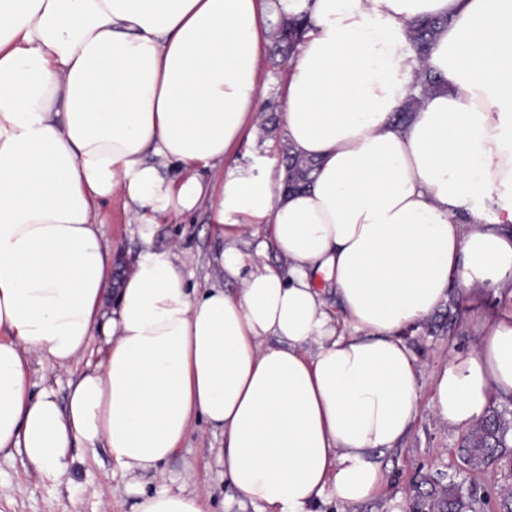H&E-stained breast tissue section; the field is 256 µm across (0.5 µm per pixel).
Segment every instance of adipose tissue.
Returning a JSON list of instances; mask_svg holds the SVG:
<instances>
[{
    "label": "adipose tissue",
    "instance_id": "ef3b65f1",
    "mask_svg": "<svg viewBox=\"0 0 512 512\" xmlns=\"http://www.w3.org/2000/svg\"><path fill=\"white\" fill-rule=\"evenodd\" d=\"M304 11L281 103L319 162L311 187L251 168L205 183L259 110L274 23ZM423 15L449 18L426 61L442 82L398 127ZM117 189L143 241L118 286L98 220ZM204 205L223 247L198 295L152 237ZM246 230L283 267L246 270ZM455 285L512 287V0H0V451L55 478L72 449L104 447L157 475L201 418L256 512L361 503L420 397L403 334ZM98 336L67 405L32 393V356L66 367ZM510 394L512 318L487 314L433 408L470 430ZM134 512L206 510L164 484Z\"/></svg>",
    "mask_w": 512,
    "mask_h": 512
}]
</instances>
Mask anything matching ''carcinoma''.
Masks as SVG:
<instances>
[{
  "label": "carcinoma",
  "instance_id": "1",
  "mask_svg": "<svg viewBox=\"0 0 512 512\" xmlns=\"http://www.w3.org/2000/svg\"><path fill=\"white\" fill-rule=\"evenodd\" d=\"M448 24L446 16H426L415 19L408 28V37L415 58L419 63L410 95L403 108L396 114V124H406L412 112L420 108L427 95L439 85V79L426 66L432 45L440 30ZM310 28L309 16L302 13L289 19H282L274 25L272 52L288 60ZM285 173L284 192H296L311 182V173L316 162L301 156L291 144L284 146ZM512 430V412L495 408L483 421L463 438L462 460L472 470L483 468L507 447V435ZM426 501L428 512H475L474 504L479 499L478 490L463 488L453 482L421 494Z\"/></svg>",
  "mask_w": 512,
  "mask_h": 512
}]
</instances>
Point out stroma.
I'll list each match as a JSON object with an SVG mask.
<instances>
[{
  "label": "stroma",
  "mask_w": 512,
  "mask_h": 512,
  "mask_svg": "<svg viewBox=\"0 0 512 512\" xmlns=\"http://www.w3.org/2000/svg\"><path fill=\"white\" fill-rule=\"evenodd\" d=\"M285 65L263 59L261 82L263 103L257 117L266 120L269 107H276L277 128L259 137H244L224 157L225 168L263 165L272 174L282 171L281 147L287 142V129L280 112V86ZM133 206L121 192H114L110 203L102 207L99 218L107 243L115 249L114 280H121L131 269L142 248L139 227L131 221ZM212 213L209 208L156 225L153 244L163 249L170 244L180 246L183 272L190 287L204 290L207 285L208 262L222 243L210 231ZM469 313L455 329L440 327L431 317L408 330L404 339L413 350L421 370V399L408 435L400 444L378 454L386 477L384 492L355 506L347 507L327 498L316 505L317 512H409L413 505L412 487L416 481L431 477L441 484L455 482L477 487L482 500L476 512H499L501 489L512 487V433L505 453L480 471L464 465L460 446L464 429L442 422L431 404V388L435 374L457 355L474 350L477 345L476 324L483 312L498 315L512 311V298L493 295L469 302ZM104 349L102 339H94L84 362L64 369L36 358L31 363V381L36 387H53L59 401H66L68 382L86 371L88 363L97 362ZM224 437L221 431L202 421H194L176 451L164 464V478L140 476L146 491H153L162 479L174 481L204 495L210 512H254L233 486L225 480L217 460ZM67 471L58 478L42 476L18 454L0 453V512H133L136 496L129 488V478L113 473L112 460L105 448L72 449Z\"/></svg>",
  "instance_id": "1"
}]
</instances>
